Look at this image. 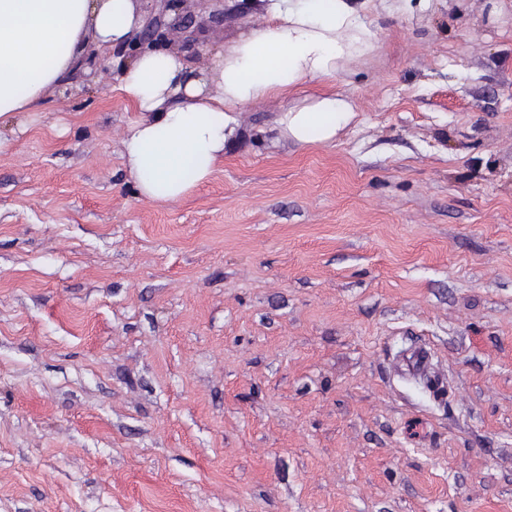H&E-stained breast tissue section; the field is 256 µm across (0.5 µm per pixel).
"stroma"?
<instances>
[{
    "label": "stroma",
    "mask_w": 512,
    "mask_h": 512,
    "mask_svg": "<svg viewBox=\"0 0 512 512\" xmlns=\"http://www.w3.org/2000/svg\"><path fill=\"white\" fill-rule=\"evenodd\" d=\"M371 19L334 143L258 101L175 203L114 79L0 118V512H512V0Z\"/></svg>",
    "instance_id": "stroma-1"
}]
</instances>
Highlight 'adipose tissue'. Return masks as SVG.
<instances>
[{
    "label": "adipose tissue",
    "instance_id": "adipose-tissue-1",
    "mask_svg": "<svg viewBox=\"0 0 512 512\" xmlns=\"http://www.w3.org/2000/svg\"><path fill=\"white\" fill-rule=\"evenodd\" d=\"M371 0H260L264 26L243 31L193 68L186 54L147 49L115 74L138 112L124 141L125 167L141 198L168 204L212 178L247 105L329 82L378 47L366 19ZM144 24L140 0H0V117L37 111L64 86L87 41L101 54L129 42ZM356 118L352 103L325 92L281 112L279 134L328 145Z\"/></svg>",
    "mask_w": 512,
    "mask_h": 512
}]
</instances>
